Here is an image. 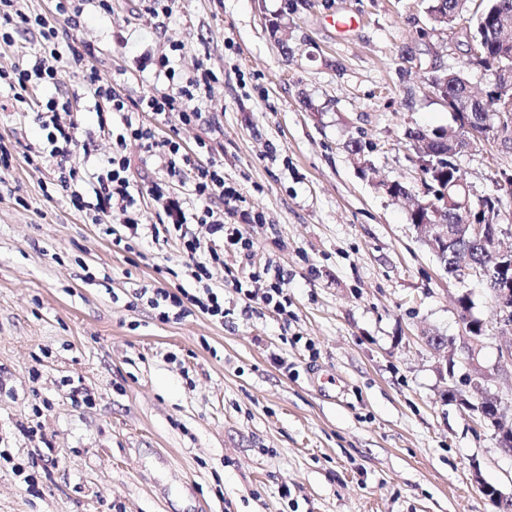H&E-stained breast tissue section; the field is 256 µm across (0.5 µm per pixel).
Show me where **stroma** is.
<instances>
[{"mask_svg": "<svg viewBox=\"0 0 512 512\" xmlns=\"http://www.w3.org/2000/svg\"><path fill=\"white\" fill-rule=\"evenodd\" d=\"M427 0H83L67 44L137 99L168 86L154 63L172 45L177 73L216 79L199 106L219 120L182 129L212 137L240 190L253 261L224 250L248 280L271 260L289 275L288 314L225 289L229 314L161 321L149 290L188 286L180 240L113 243L58 184L56 163H28L46 132L36 107L0 87V512H499L481 484L512 495V453L452 397L466 367H447L431 336L461 334L469 294L486 336L488 388L512 402L500 329L485 288L449 279L418 240L397 181L422 195L409 130L456 122L431 77L466 61L464 33L435 31ZM352 18L348 30L336 19ZM69 95L72 159L95 170L112 151L95 100L70 65L44 97ZM359 142L366 164L350 151ZM453 162L471 193L499 201L512 225V139ZM288 362L274 364V357ZM39 426L36 435L25 434ZM51 454L37 492L12 472Z\"/></svg>", "mask_w": 512, "mask_h": 512, "instance_id": "1", "label": "stroma"}]
</instances>
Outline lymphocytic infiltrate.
I'll use <instances>...</instances> for the list:
<instances>
[{"label":"lymphocytic infiltrate","mask_w":512,"mask_h":512,"mask_svg":"<svg viewBox=\"0 0 512 512\" xmlns=\"http://www.w3.org/2000/svg\"><path fill=\"white\" fill-rule=\"evenodd\" d=\"M22 24L37 30L41 38L40 50L33 57L21 58L10 69L0 70V82L7 83L18 102H27L30 93L53 84L58 63L63 54L59 49L58 28L43 15L22 13L19 0H0V42L10 45L15 41L13 24ZM74 67L91 91L98 112L121 114L123 126L113 131L106 121H99L100 135L111 137L112 153L101 162V171L90 182L91 199H84L71 188L79 168H69L59 181L68 191L71 205L84 213L88 223L110 226L113 214L124 217L122 231L116 242H136L142 238L159 237L161 231L175 232L182 241L187 261L185 267L195 282V289L180 288L171 292L156 289L152 306L166 304L176 308L178 317L199 312L215 320H223L224 248L233 246L252 259V243L239 224L226 222L232 203L240 201L241 193L224 181V164L214 155L213 146L206 140L196 142L194 150H186L174 137L159 135L156 126L174 123L183 127L210 124L218 128V121H207L196 104L201 87L210 85L214 74L209 69H197L193 77L178 82L169 57H160L156 66L169 81L164 92H155L133 100L122 93L119 86L103 81L95 67L86 64L82 55L72 57ZM38 117L48 130L45 159H67L69 147L79 127V116L71 99L48 100ZM136 146L143 157L159 163V177L149 189H142L131 173L129 146ZM149 193L165 215V226L145 224L138 207L142 193ZM206 229L197 235L196 226ZM228 281V280H225ZM230 288L247 300H260L277 313H284L288 296L285 292L288 275L274 262H265L254 272L250 281H228Z\"/></svg>","instance_id":"f902f5d3"}]
</instances>
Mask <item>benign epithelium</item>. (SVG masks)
<instances>
[{"mask_svg": "<svg viewBox=\"0 0 512 512\" xmlns=\"http://www.w3.org/2000/svg\"><path fill=\"white\" fill-rule=\"evenodd\" d=\"M494 76V109L512 110V68L500 64L490 69ZM449 108L455 113L461 136V149L473 151L490 139L500 136L509 138L511 130L489 121L478 124L471 121L470 101L460 96L450 102ZM425 193L433 196L428 201H417V213L424 216V222L414 225L419 240L437 257L450 254L457 256L463 242H490L495 245L488 262L480 263L470 259L461 260L456 265L455 278L464 281L475 278L489 288L498 324L503 328H512V249L496 248L502 237H512V226L507 224H481L479 213L483 210L484 199L476 202L464 196L461 208L457 211L453 224L444 221L448 213V184L438 179L426 184ZM458 318L462 325L461 360L469 368L461 383L467 393L477 399L476 411L480 422L492 427L499 435L500 447L512 444V422L507 421V413L512 412V403L508 404L492 393L486 386L484 371L475 362L476 352L481 345V336L485 331H477L478 323L471 309L457 306Z\"/></svg>", "mask_w": 512, "mask_h": 512, "instance_id": "obj_1", "label": "benign epithelium"}]
</instances>
